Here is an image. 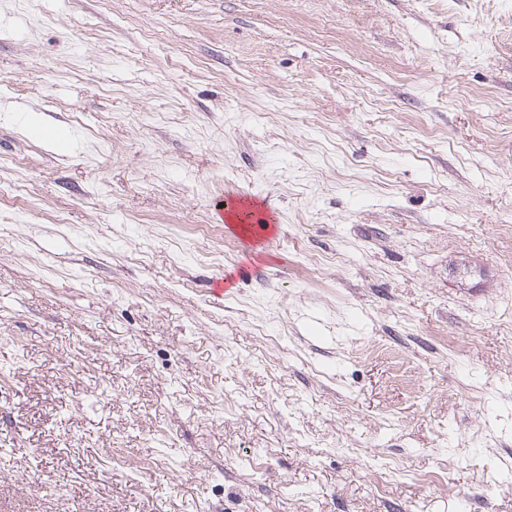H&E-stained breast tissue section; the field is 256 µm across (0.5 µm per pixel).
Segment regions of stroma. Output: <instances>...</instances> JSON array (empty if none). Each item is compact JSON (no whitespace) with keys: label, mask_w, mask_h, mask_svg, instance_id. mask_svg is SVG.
Returning <instances> with one entry per match:
<instances>
[{"label":"stroma","mask_w":512,"mask_h":512,"mask_svg":"<svg viewBox=\"0 0 512 512\" xmlns=\"http://www.w3.org/2000/svg\"><path fill=\"white\" fill-rule=\"evenodd\" d=\"M0 512H512V0H0Z\"/></svg>","instance_id":"1"}]
</instances>
